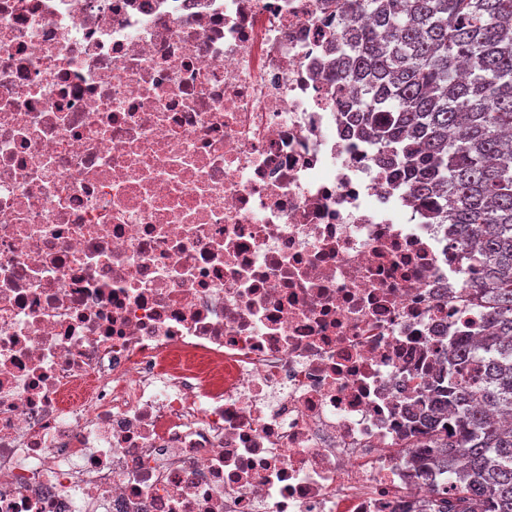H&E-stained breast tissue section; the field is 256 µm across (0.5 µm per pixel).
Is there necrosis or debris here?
Instances as JSON below:
<instances>
[{
  "label": "necrosis or debris",
  "mask_w": 512,
  "mask_h": 512,
  "mask_svg": "<svg viewBox=\"0 0 512 512\" xmlns=\"http://www.w3.org/2000/svg\"><path fill=\"white\" fill-rule=\"evenodd\" d=\"M329 2L0 0V512H429L486 327Z\"/></svg>",
  "instance_id": "obj_1"
}]
</instances>
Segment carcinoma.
Listing matches in <instances>:
<instances>
[{
  "label": "carcinoma",
  "instance_id": "carcinoma-1",
  "mask_svg": "<svg viewBox=\"0 0 512 512\" xmlns=\"http://www.w3.org/2000/svg\"><path fill=\"white\" fill-rule=\"evenodd\" d=\"M353 18L336 79L353 122L474 260L465 294L488 333L438 353L420 387L422 439L398 452L447 470L431 512H512V0H342Z\"/></svg>",
  "mask_w": 512,
  "mask_h": 512
}]
</instances>
